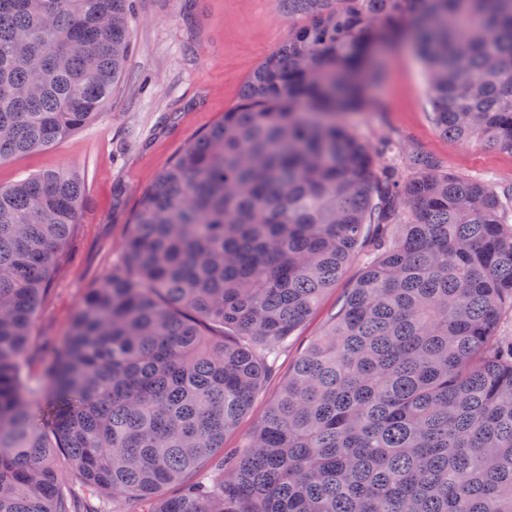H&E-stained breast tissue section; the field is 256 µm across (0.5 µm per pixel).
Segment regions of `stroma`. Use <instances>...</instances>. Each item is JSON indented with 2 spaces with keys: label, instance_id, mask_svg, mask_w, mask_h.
<instances>
[{
  "label": "stroma",
  "instance_id": "stroma-1",
  "mask_svg": "<svg viewBox=\"0 0 512 512\" xmlns=\"http://www.w3.org/2000/svg\"><path fill=\"white\" fill-rule=\"evenodd\" d=\"M291 26L281 0H136L129 20L131 54L104 115L52 148L0 164L4 186L61 168L85 182L77 222L34 317L27 353L30 399L42 398L43 364L67 336L87 294L112 270L124 268V244L143 193L181 150L239 104L252 71L287 39ZM379 61L385 77L368 87L367 107L342 115L341 123L364 143L409 142L449 171L512 181V154L437 131L426 68L410 40L382 51ZM361 269V261H353L296 331L250 411L225 434V447H238L256 429L297 354L322 335Z\"/></svg>",
  "mask_w": 512,
  "mask_h": 512
}]
</instances>
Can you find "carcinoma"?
<instances>
[{"instance_id": "carcinoma-1", "label": "carcinoma", "mask_w": 512, "mask_h": 512, "mask_svg": "<svg viewBox=\"0 0 512 512\" xmlns=\"http://www.w3.org/2000/svg\"><path fill=\"white\" fill-rule=\"evenodd\" d=\"M288 39L145 191L116 271L46 366L22 364L84 194L0 186V512H512V184L336 125L412 37L438 132L512 153V0H283ZM131 0H0V163L97 119ZM361 257L325 333L224 451L292 336ZM179 484L174 498L161 488Z\"/></svg>"}]
</instances>
